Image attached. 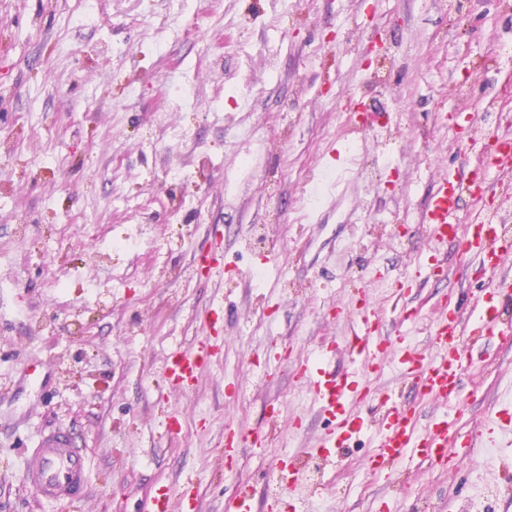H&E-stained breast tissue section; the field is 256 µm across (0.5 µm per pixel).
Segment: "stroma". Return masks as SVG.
Returning <instances> with one entry per match:
<instances>
[{
    "instance_id": "35a3bbf8",
    "label": "stroma",
    "mask_w": 512,
    "mask_h": 512,
    "mask_svg": "<svg viewBox=\"0 0 512 512\" xmlns=\"http://www.w3.org/2000/svg\"><path fill=\"white\" fill-rule=\"evenodd\" d=\"M377 37L392 65L375 79ZM507 39L500 0H0V512H150L162 484L201 512H224L242 484L256 512H505L472 494L512 484L490 473L512 467V447L454 474L408 462L372 478L362 438L294 502L275 463L326 431L294 370L349 332L333 306L368 289L389 336L423 348L426 324L400 329L398 311L428 317L443 294L475 292L455 257L439 281L417 267L415 219L432 171L468 163L457 131L512 119ZM359 100L393 113L395 138L354 130ZM333 149L358 151L364 172L330 211L314 201ZM217 242L220 279L193 263ZM407 275L412 288H391ZM219 305L220 350L183 391L167 359ZM473 355L463 433L512 382V347L493 338ZM236 424L272 436L228 470ZM57 427L88 486L49 503L23 461Z\"/></svg>"
}]
</instances>
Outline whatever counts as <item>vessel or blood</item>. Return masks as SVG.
I'll use <instances>...</instances> for the list:
<instances>
[{
	"label": "vessel or blood",
	"mask_w": 512,
	"mask_h": 512,
	"mask_svg": "<svg viewBox=\"0 0 512 512\" xmlns=\"http://www.w3.org/2000/svg\"><path fill=\"white\" fill-rule=\"evenodd\" d=\"M356 120L360 130L390 126L388 112L364 106ZM457 143L465 154L477 156L476 167L444 168L420 209L426 241L417 258L420 268L437 277L447 273L448 254H455L459 275L476 268L488 279L469 298L448 294L440 298L429 324V347L410 348L386 336L383 317L368 292L349 303L337 304V313L348 315L352 328L345 345L357 373L331 370V355L304 361L295 369L296 379L318 403L328 431L305 448V456L332 462L354 441L366 437L372 450L365 472L374 477L405 461L430 468H456L459 454L472 457L480 449L512 446V387L481 428L459 435L461 378L472 368L471 351L490 338L512 342V237L506 235L499 203L512 199V129L504 128L488 141L468 136ZM473 207L462 214L463 198ZM398 360L401 375L410 381L417 399L439 405L427 423H420L416 401H405L374 385L387 367L388 357ZM211 357L210 340L177 349L167 361L170 382L187 386L196 380ZM262 434L226 429L224 459L235 461L238 448L260 445ZM24 470L43 499L57 501L79 497L87 488V462L75 448L70 433L54 429L42 434L27 455ZM153 512H199L194 498L158 486L152 497Z\"/></svg>",
	"instance_id": "1"
}]
</instances>
